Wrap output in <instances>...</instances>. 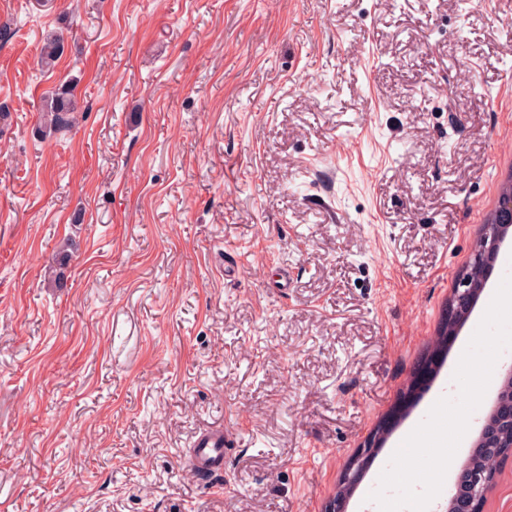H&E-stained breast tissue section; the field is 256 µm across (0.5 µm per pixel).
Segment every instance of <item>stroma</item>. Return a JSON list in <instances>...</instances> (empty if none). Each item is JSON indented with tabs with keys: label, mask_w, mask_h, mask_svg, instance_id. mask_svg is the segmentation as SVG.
Wrapping results in <instances>:
<instances>
[{
	"label": "stroma",
	"mask_w": 512,
	"mask_h": 512,
	"mask_svg": "<svg viewBox=\"0 0 512 512\" xmlns=\"http://www.w3.org/2000/svg\"><path fill=\"white\" fill-rule=\"evenodd\" d=\"M1 26L0 512H324L385 426L367 512L512 170V0H0ZM70 82L80 124L39 138ZM210 426L224 473L195 479ZM64 52V43L59 36L47 38L40 49L39 64L42 69L50 70L55 67Z\"/></svg>",
	"instance_id": "stroma-1"
}]
</instances>
